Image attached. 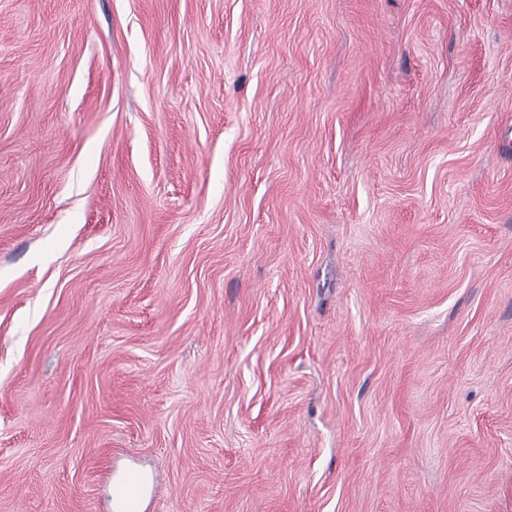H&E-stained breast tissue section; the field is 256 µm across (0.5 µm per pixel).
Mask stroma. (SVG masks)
Returning a JSON list of instances; mask_svg holds the SVG:
<instances>
[{"label":"stroma","mask_w":512,"mask_h":512,"mask_svg":"<svg viewBox=\"0 0 512 512\" xmlns=\"http://www.w3.org/2000/svg\"><path fill=\"white\" fill-rule=\"evenodd\" d=\"M512 512V0H0V512ZM162 489L163 481L160 474L146 476L137 469H130L118 483L115 494L119 502L125 506V512H138L146 490L154 495L160 493Z\"/></svg>","instance_id":"35a3bbf8"}]
</instances>
